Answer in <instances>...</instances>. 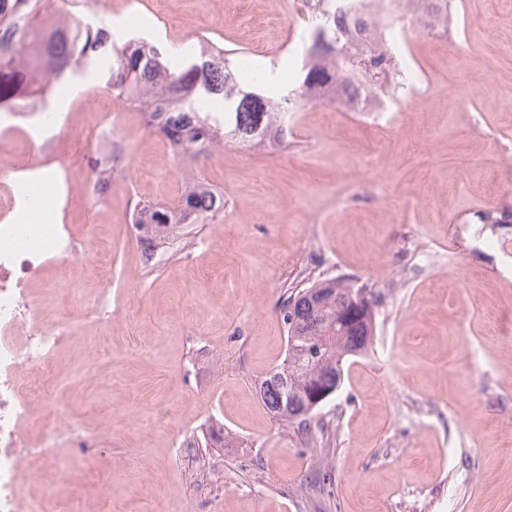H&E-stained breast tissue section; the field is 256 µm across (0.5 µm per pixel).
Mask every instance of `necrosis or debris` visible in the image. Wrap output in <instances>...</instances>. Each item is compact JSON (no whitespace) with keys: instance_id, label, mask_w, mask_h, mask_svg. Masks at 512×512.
I'll return each instance as SVG.
<instances>
[{"instance_id":"4bbe7bcc","label":"necrosis or debris","mask_w":512,"mask_h":512,"mask_svg":"<svg viewBox=\"0 0 512 512\" xmlns=\"http://www.w3.org/2000/svg\"><path fill=\"white\" fill-rule=\"evenodd\" d=\"M383 18L373 43L397 52L408 96L421 90L405 46L414 30L388 22L389 0H365ZM82 109L91 115L73 145L63 143L58 127L68 114L36 116L24 105L0 113V512H46L41 498L25 482L31 462L58 468L60 434L65 418L29 435L38 405L30 396L51 371V359L62 338L34 300L31 284L51 260L76 256L85 232L66 223L72 206L89 197L76 173L91 168L103 143L129 135L138 123L127 112L113 117L112 105L84 95Z\"/></svg>"}]
</instances>
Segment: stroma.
<instances>
[{
    "instance_id": "obj_1",
    "label": "stroma",
    "mask_w": 512,
    "mask_h": 512,
    "mask_svg": "<svg viewBox=\"0 0 512 512\" xmlns=\"http://www.w3.org/2000/svg\"><path fill=\"white\" fill-rule=\"evenodd\" d=\"M132 9L175 52L201 33L283 75L305 30L291 0H101L100 16L121 33ZM413 54L429 88L390 124L310 104L287 149L228 144L191 165L146 125L124 139L82 253L32 286L73 328L55 402L98 435L89 453L63 445L73 471L32 463V494L100 512H512V0H450ZM101 87L94 68L47 103L74 112ZM190 166L224 212L144 265L133 206L174 204ZM308 272L377 297L372 347L315 412L311 448L258 392L287 355L285 287Z\"/></svg>"
}]
</instances>
